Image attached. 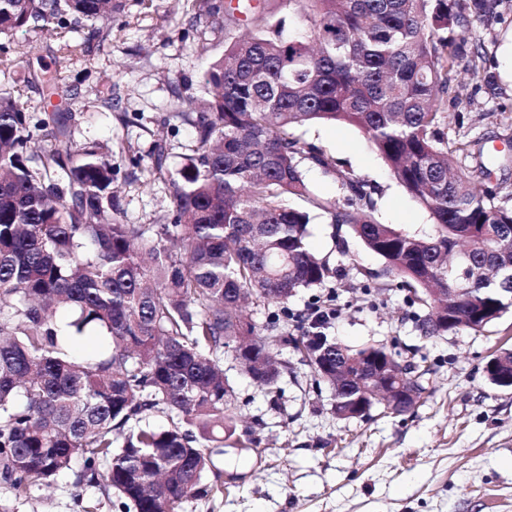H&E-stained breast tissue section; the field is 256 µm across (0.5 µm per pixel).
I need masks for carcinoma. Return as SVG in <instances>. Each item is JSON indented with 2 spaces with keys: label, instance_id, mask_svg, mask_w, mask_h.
<instances>
[{
  "label": "carcinoma",
  "instance_id": "1",
  "mask_svg": "<svg viewBox=\"0 0 512 512\" xmlns=\"http://www.w3.org/2000/svg\"><path fill=\"white\" fill-rule=\"evenodd\" d=\"M303 22L295 34L265 6L237 0L251 31L224 49L204 76L209 98L194 121L197 155L170 181L168 224H125L112 191V160L96 142L38 151L29 115L0 90V483L17 497L71 472L74 485L114 492L121 512H181L206 496L212 449L224 447L241 413L219 364L235 352L243 371L271 354L272 333L291 317L300 288L324 282L328 262L308 245L310 215L285 198L310 197L300 169L333 159L293 137L313 121L353 126L434 220L412 235L376 221L375 189L342 172L344 198L322 205L384 260L382 276L428 310L425 336L484 329L512 308V207L488 185L486 166L449 171L475 142L441 106L457 86L458 61L483 63L473 17L496 0H285ZM112 0H0V37L66 16L95 20ZM458 30L448 37L444 32ZM51 97L62 76L40 74ZM53 135L71 136L51 116ZM461 288L453 320L430 310V288ZM248 303L276 307L259 329ZM60 308L69 311L64 325ZM102 350L78 361L71 343L87 334ZM251 336L240 349L232 337ZM279 340L297 351L325 348L322 333ZM350 353L364 364L387 346ZM162 412L168 425L140 421ZM129 430L115 444L113 435Z\"/></svg>",
  "mask_w": 512,
  "mask_h": 512
}]
</instances>
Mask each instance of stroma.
<instances>
[{
  "instance_id": "1",
  "label": "stroma",
  "mask_w": 512,
  "mask_h": 512,
  "mask_svg": "<svg viewBox=\"0 0 512 512\" xmlns=\"http://www.w3.org/2000/svg\"><path fill=\"white\" fill-rule=\"evenodd\" d=\"M120 2L106 38H90L88 21L72 22L71 38L86 49L70 56L61 54L47 28H23L5 38L15 66L0 73V89L19 90L33 120L72 113L70 149L96 141L109 151L123 222L162 224L171 208L170 181L197 153L188 115L207 97L204 74L247 25L241 15H228V0ZM471 33L482 46L484 71L473 74L461 62V100L445 106L465 115L464 127L477 141L481 155L469 166L491 168L507 201L512 168L495 161L512 154V0H499L493 14L472 20ZM41 70L62 71L66 88L44 98L31 80ZM293 134L337 163L327 172L302 162L311 197L287 200L310 213V249L334 266L354 255L374 279L368 297L355 275L329 277L300 289L291 311L302 315L333 301L338 314L328 338L352 348L395 347L401 358L429 370V386L407 414L377 406L365 418L342 419L332 411L331 389L315 390L313 369L292 346L276 348L288 365L277 402L224 353L220 365L244 406L232 446L214 455L204 476L213 493L188 499L181 512H512V387L493 385L484 372L499 350L512 349V311L480 332L462 327L422 335L416 318L424 307L410 304L406 291L381 277L383 259L348 228L332 224L321 205L343 197L341 171L375 187L373 215L380 223L422 233L432 222L428 211L357 128L318 122ZM159 149L163 169L153 174L149 167ZM135 156L140 165L132 164ZM90 502L98 503V512H119L100 487H75L69 473L34 486L22 499L0 485V507L7 512H82Z\"/></svg>"
}]
</instances>
